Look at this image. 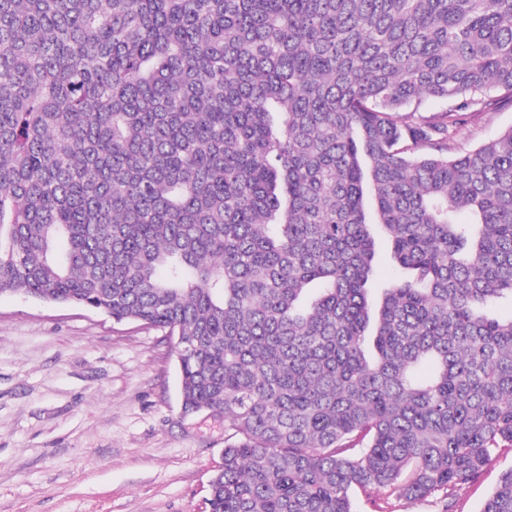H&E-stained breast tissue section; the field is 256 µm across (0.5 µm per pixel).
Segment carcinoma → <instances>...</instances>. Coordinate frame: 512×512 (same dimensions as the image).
Returning <instances> with one entry per match:
<instances>
[{
  "instance_id": "obj_1",
  "label": "carcinoma",
  "mask_w": 512,
  "mask_h": 512,
  "mask_svg": "<svg viewBox=\"0 0 512 512\" xmlns=\"http://www.w3.org/2000/svg\"><path fill=\"white\" fill-rule=\"evenodd\" d=\"M507 101L512 0H0V294L181 337L209 512L452 490L512 450ZM510 127H512V106L496 111L480 112L472 120V134L463 143V147L472 149ZM399 274L398 267L392 262L387 243L380 240L373 268L372 288H379L388 280Z\"/></svg>"
}]
</instances>
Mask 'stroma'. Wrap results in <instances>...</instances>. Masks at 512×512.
Instances as JSON below:
<instances>
[{
  "instance_id": "obj_1",
  "label": "stroma",
  "mask_w": 512,
  "mask_h": 512,
  "mask_svg": "<svg viewBox=\"0 0 512 512\" xmlns=\"http://www.w3.org/2000/svg\"><path fill=\"white\" fill-rule=\"evenodd\" d=\"M224 420L183 414L176 339L85 307L0 296V512H209ZM494 457L452 500L353 490L354 512H480Z\"/></svg>"
}]
</instances>
